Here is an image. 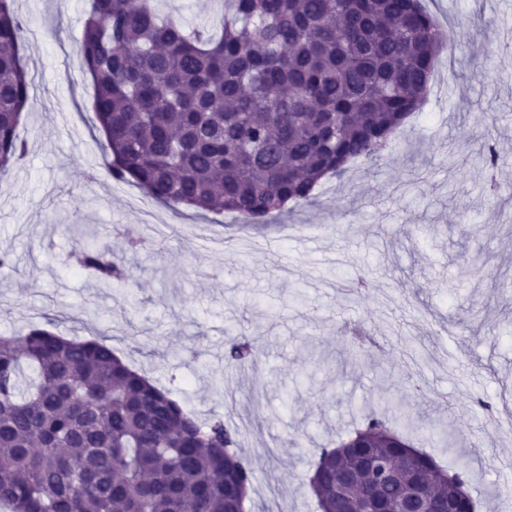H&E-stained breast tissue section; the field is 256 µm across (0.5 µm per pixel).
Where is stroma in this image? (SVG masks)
Returning <instances> with one entry per match:
<instances>
[{"mask_svg":"<svg viewBox=\"0 0 512 512\" xmlns=\"http://www.w3.org/2000/svg\"><path fill=\"white\" fill-rule=\"evenodd\" d=\"M468 51L439 55L421 112L385 160L354 166L304 206L256 227L229 213L195 218L114 181L80 65L89 0H16L31 82L19 128L29 145L0 192V334L55 318L67 336H106L115 353L198 415L240 432L255 479L284 512H320L305 482L321 449L387 401L407 400L422 450L469 465L478 512L512 504V52L500 46L512 0H423ZM160 13L220 31L224 0H157ZM495 144L501 187L485 195L476 161ZM80 224L120 246L128 224L158 248L126 285L102 288L65 263ZM369 283L347 300L331 269ZM252 341L254 367L225 365V342ZM459 435L448 449L434 428Z\"/></svg>","mask_w":512,"mask_h":512,"instance_id":"stroma-1","label":"stroma"}]
</instances>
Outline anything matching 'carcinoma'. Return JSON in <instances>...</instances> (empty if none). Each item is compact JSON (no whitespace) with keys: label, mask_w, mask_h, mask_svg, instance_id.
Instances as JSON below:
<instances>
[{"label":"carcinoma","mask_w":512,"mask_h":512,"mask_svg":"<svg viewBox=\"0 0 512 512\" xmlns=\"http://www.w3.org/2000/svg\"><path fill=\"white\" fill-rule=\"evenodd\" d=\"M0 0V178L27 153L21 111L30 82L20 55L26 27ZM421 0H224L219 35L161 17L150 0H92L80 40L104 137L108 174L174 209L227 212L251 224L311 202L319 182L376 161L421 109L446 41ZM78 267L105 286L130 279L108 247L81 243ZM128 251L150 250L130 228ZM232 338L230 368L250 363ZM386 406L364 419L348 456L323 449L318 482L365 457L360 483L396 507L410 482L411 422ZM239 431L203 421L133 370L106 339L63 336L52 322L0 336V509L4 512H226L254 469Z\"/></svg>","instance_id":"1"}]
</instances>
